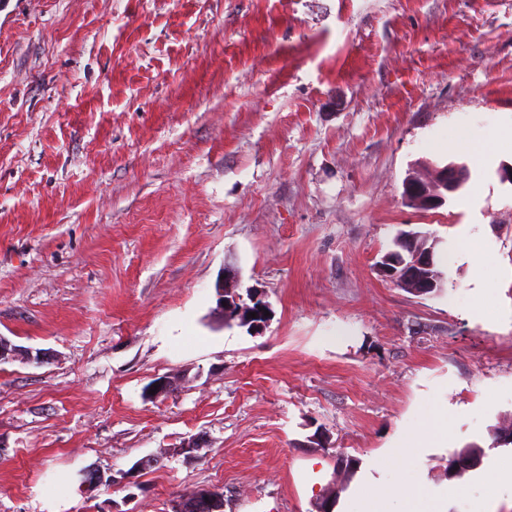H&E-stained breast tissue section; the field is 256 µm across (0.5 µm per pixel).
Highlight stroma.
Segmentation results:
<instances>
[{
  "mask_svg": "<svg viewBox=\"0 0 512 512\" xmlns=\"http://www.w3.org/2000/svg\"><path fill=\"white\" fill-rule=\"evenodd\" d=\"M509 132L512 0H0V335L52 355L0 364V512H174L201 490L315 512L343 456L336 508L359 512L369 476L399 494L370 461L432 399L460 415L422 481L480 445L448 512H512L489 434L512 417V156L461 148ZM421 161L470 179L410 208ZM411 229L440 241L438 294L377 269ZM228 260L261 330L211 317ZM87 469L116 482L82 489Z\"/></svg>",
  "mask_w": 512,
  "mask_h": 512,
  "instance_id": "35a3bbf8",
  "label": "stroma"
}]
</instances>
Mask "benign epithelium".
Masks as SVG:
<instances>
[{"label":"benign epithelium","instance_id":"1","mask_svg":"<svg viewBox=\"0 0 512 512\" xmlns=\"http://www.w3.org/2000/svg\"><path fill=\"white\" fill-rule=\"evenodd\" d=\"M469 172L466 167L449 163L444 166H433L429 170L417 166L407 174L403 182V198L405 203L415 209L430 210L440 207L448 195L458 192L467 182ZM413 258L400 261L388 254L384 255L379 270L390 277L397 285L406 288L409 293L423 296L441 287L432 279L427 270L435 263V253L431 249L415 248V236L407 237ZM238 270L231 263L224 265V274L215 285L218 302L216 311L219 315L240 319V323L251 329H258L267 322L264 310L268 305L258 294L249 296V301L232 292L231 283L237 278ZM257 313L250 318L248 314ZM42 363L45 353L13 345L0 336V364L14 360ZM114 479L107 478L97 470H86L82 473L81 485L96 489L102 485L109 486ZM174 512H224V495L214 492H197L180 500Z\"/></svg>","mask_w":512,"mask_h":512}]
</instances>
